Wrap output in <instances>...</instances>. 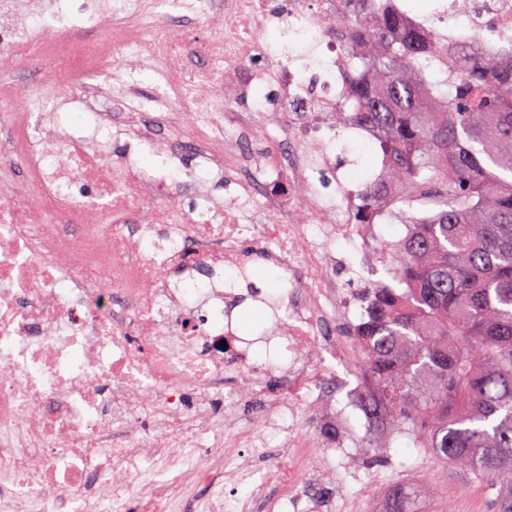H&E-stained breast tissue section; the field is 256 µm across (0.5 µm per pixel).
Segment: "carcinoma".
I'll list each match as a JSON object with an SVG mask.
<instances>
[{
	"label": "carcinoma",
	"mask_w": 512,
	"mask_h": 512,
	"mask_svg": "<svg viewBox=\"0 0 512 512\" xmlns=\"http://www.w3.org/2000/svg\"><path fill=\"white\" fill-rule=\"evenodd\" d=\"M408 3L342 0L336 38L363 49L353 101L336 127L377 133L384 181L353 220L374 221L384 184L427 214L392 254L402 292L368 289L355 341L377 389L371 410L407 427L415 447L487 484L512 512V63L478 33L460 49L399 31ZM395 512H419L397 489Z\"/></svg>",
	"instance_id": "cac0c4a2"
}]
</instances>
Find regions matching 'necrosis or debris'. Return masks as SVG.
Here are the masks:
<instances>
[{
    "label": "necrosis or debris",
    "mask_w": 512,
    "mask_h": 512,
    "mask_svg": "<svg viewBox=\"0 0 512 512\" xmlns=\"http://www.w3.org/2000/svg\"><path fill=\"white\" fill-rule=\"evenodd\" d=\"M340 11L341 0H80L73 12L61 0H0V512H361L339 489L310 485L311 445L326 444L333 419L312 440L298 421L305 402L348 388L359 408L374 389L364 370L352 384L338 372L355 367L343 329L362 300L333 273L336 242L356 240L366 272L390 266L375 226L349 221L355 190L317 187L336 166L321 131L348 92L331 28ZM441 16L470 32L492 26L512 56V0H446ZM272 27L318 54L317 85L265 38ZM34 58L75 87L12 109L10 72ZM143 73L155 78L148 98ZM253 85L273 88V102L238 110ZM112 130L124 137L117 153L100 139ZM145 144L168 173L139 164ZM208 179L229 200L205 190ZM187 188L200 198L189 209ZM251 203L264 223L248 219ZM253 251L289 285L286 314L261 341L278 358L273 389L234 324L243 294L172 285L244 275ZM257 413L287 427L288 443L263 451L268 477L242 495L253 466L224 460L254 447L246 420ZM159 461L167 480L142 492Z\"/></svg>",
    "instance_id": "necrosis-or-debris-1"
}]
</instances>
